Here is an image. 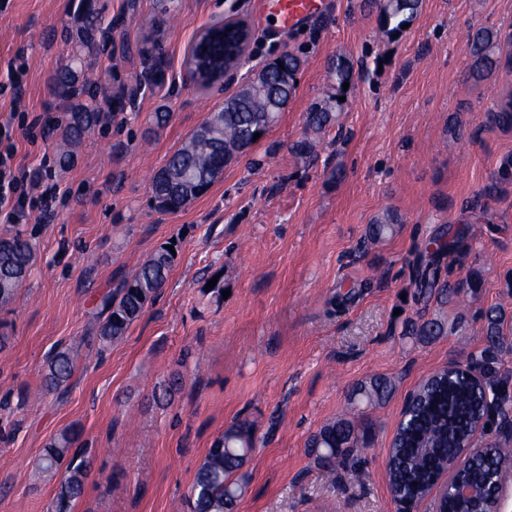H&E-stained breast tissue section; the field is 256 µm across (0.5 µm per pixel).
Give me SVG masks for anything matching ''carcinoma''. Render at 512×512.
<instances>
[{"mask_svg": "<svg viewBox=\"0 0 512 512\" xmlns=\"http://www.w3.org/2000/svg\"><path fill=\"white\" fill-rule=\"evenodd\" d=\"M422 0H378V21L383 33L393 35L403 30L418 14ZM102 18L94 0H86L84 38L82 47L90 50L95 45L94 33ZM496 36L476 33L471 40L474 58L473 74L482 78L496 66L493 57ZM302 59L294 54L280 57V62L265 65L269 80L264 84L243 86L224 103V109L214 113L175 150L165 165L152 177L151 200L155 210L177 211L200 197L215 176L234 163L253 144L256 133H268L280 120L275 111L276 102L289 98L295 92V75ZM196 67L209 74L224 69L223 46L215 43L207 59L196 62ZM337 87L350 80L352 64L336 57L329 64ZM58 92L66 98H85L77 110L70 113L63 129V139L77 142L100 121V112L94 96L98 78L89 72L64 68L54 78ZM338 100L334 96L313 107L307 116V126L320 131L336 120ZM489 123L502 129H512V99L506 98L487 115ZM396 218L386 214L369 225L368 238L382 239L394 231ZM453 244L431 239L424 247L426 259L415 268L414 286L424 299L433 296L449 301L462 294L459 286L440 280V256ZM34 244L23 231L16 230L0 237V303L12 299L18 287L29 276L34 261ZM176 256L165 247L157 248L131 276L122 279L114 291L101 299L106 316L99 314L90 322L91 339L107 347L124 338L130 326L139 320L147 306L163 288ZM486 335L491 345L500 344L504 331V314L498 308L485 312ZM443 331L438 321L412 323L408 333L415 336H437ZM81 346H70L54 353L48 360L42 381V393L60 389L71 377L80 356ZM394 389L390 379L372 378L352 391L369 403L387 400ZM483 392L466 380L457 379L443 385L435 384L421 393L411 422L396 434L390 456L391 485L406 496L420 492L435 470L444 466L453 452L443 443L456 442L464 436L481 411ZM369 426L348 419L329 422L314 434L309 442L314 462L331 472L338 468L352 476L362 475L360 449L367 447ZM76 435L63 431L44 449L35 469L38 474L63 472L51 512H72L82 496L88 476L89 462L71 453ZM255 448L250 425L238 422L224 430L208 449L197 468L188 506L190 512H234L245 494L247 482L240 475ZM512 462V444H491L480 456L465 464L459 471L461 479L477 484L483 494H489L491 477L498 469ZM447 512H481L476 500L450 498Z\"/></svg>", "mask_w": 512, "mask_h": 512, "instance_id": "obj_1", "label": "carcinoma"}]
</instances>
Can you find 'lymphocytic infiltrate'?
<instances>
[{"mask_svg": "<svg viewBox=\"0 0 512 512\" xmlns=\"http://www.w3.org/2000/svg\"><path fill=\"white\" fill-rule=\"evenodd\" d=\"M29 70L24 52H16L6 65L0 81V98L8 99L10 109L0 117V223L24 224L31 217L49 219L69 199L70 192L55 174L49 156L37 165L20 159L19 141L36 145L46 140L51 121L31 113L23 100V80Z\"/></svg>", "mask_w": 512, "mask_h": 512, "instance_id": "lymphocytic-infiltrate-1", "label": "lymphocytic infiltrate"}]
</instances>
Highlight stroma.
Returning <instances> with one entry per match:
<instances>
[{
    "label": "stroma",
    "instance_id": "obj_1",
    "mask_svg": "<svg viewBox=\"0 0 512 512\" xmlns=\"http://www.w3.org/2000/svg\"><path fill=\"white\" fill-rule=\"evenodd\" d=\"M109 35L88 56L112 88V130L42 149L70 165L71 191L49 223L27 224L36 244L30 276L0 305V512H47L59 475L32 480L61 431L90 462L74 512H186L194 474L228 426L252 425L256 446L236 512H398L387 474L390 444L410 392L458 358L481 363V310L502 307L512 327V129L485 115L512 91V0H422L398 37L384 35L373 0H325L323 13L283 31L261 0H96ZM79 0H9L0 11V60L24 51L34 112L72 102L53 77L83 27ZM241 17L253 39L237 80L202 89L186 59L199 31ZM497 36V66L473 79L469 41ZM293 53L304 64L276 127L175 214L151 205V179L170 154L266 62ZM338 55L353 64L339 120L318 133L308 112L336 86ZM168 113L164 126L151 115ZM309 139V156L295 142ZM400 222L375 244L364 235L386 211ZM433 238L454 239L448 281L476 275L467 310L414 297L412 271ZM178 253L157 299L121 341H87L100 297L160 245ZM220 278L228 298L207 284ZM436 318L421 339L406 323ZM83 358L58 392L32 399L58 347ZM376 375L395 382L373 424L362 479L328 474L308 439L346 416L352 388Z\"/></svg>",
    "mask_w": 512,
    "mask_h": 512
}]
</instances>
